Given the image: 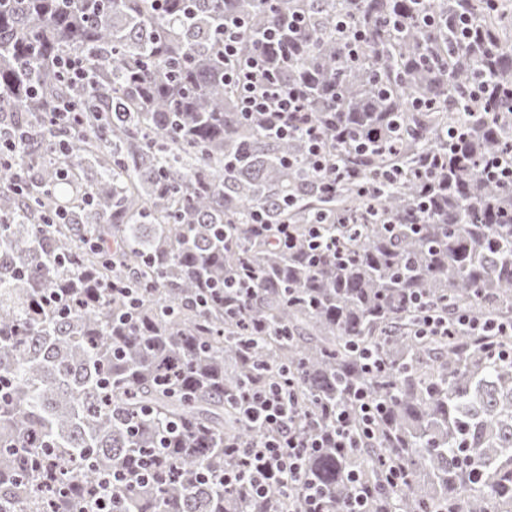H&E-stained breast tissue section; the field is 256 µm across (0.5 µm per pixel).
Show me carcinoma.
<instances>
[{"instance_id": "1", "label": "carcinoma", "mask_w": 512, "mask_h": 512, "mask_svg": "<svg viewBox=\"0 0 512 512\" xmlns=\"http://www.w3.org/2000/svg\"><path fill=\"white\" fill-rule=\"evenodd\" d=\"M240 20L239 53L304 89L357 178L313 173L303 136L240 112ZM67 56L90 79L70 84ZM482 81L507 95L460 100ZM59 103L79 117L55 124ZM18 130L31 148L0 167V512H90L115 473L109 512H269L214 476L225 445L263 436L241 396L290 371L305 433L353 388L384 403L365 447L306 457L328 512L351 470L383 498L391 466L398 512H512V336L417 335L419 300L512 316V185L483 176L512 151V0H0V136ZM430 154L449 157L432 177ZM394 166L398 185L365 194ZM259 212L299 238L326 217L346 257L279 247ZM253 270L224 306V280Z\"/></svg>"}]
</instances>
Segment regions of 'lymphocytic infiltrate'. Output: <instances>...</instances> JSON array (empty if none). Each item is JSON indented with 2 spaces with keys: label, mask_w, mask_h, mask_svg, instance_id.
<instances>
[{
  "label": "lymphocytic infiltrate",
  "mask_w": 512,
  "mask_h": 512,
  "mask_svg": "<svg viewBox=\"0 0 512 512\" xmlns=\"http://www.w3.org/2000/svg\"><path fill=\"white\" fill-rule=\"evenodd\" d=\"M240 34L237 26L225 31L224 52L236 62L231 78L240 91L241 112L277 134L286 137L305 134L313 172L325 171L329 157L324 137L305 110L302 89H283L263 58L240 56L237 48ZM457 330L476 336H507L512 335V321L481 320L466 314L451 320L428 312L420 322V333L424 336ZM350 396L349 406L337 409L333 422L306 434L295 428L300 411L282 386L270 385L247 394L243 415L248 423L263 428L264 436L246 447H228L227 454L236 463L225 469V485L238 488L243 495L263 499L269 493L270 483L275 482L283 500L299 503L301 512H325V496L311 484L305 458L316 448L362 447L373 437L381 410L380 405L360 390H351Z\"/></svg>",
  "instance_id": "1"
}]
</instances>
